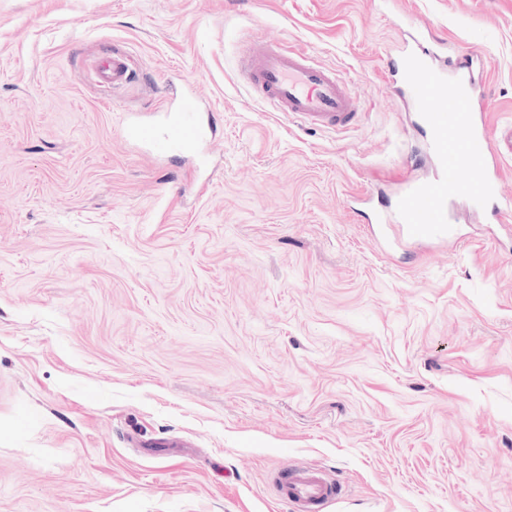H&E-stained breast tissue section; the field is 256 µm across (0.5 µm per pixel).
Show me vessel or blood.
<instances>
[{
  "instance_id": "b4317fda",
  "label": "vessel or blood",
  "mask_w": 512,
  "mask_h": 512,
  "mask_svg": "<svg viewBox=\"0 0 512 512\" xmlns=\"http://www.w3.org/2000/svg\"><path fill=\"white\" fill-rule=\"evenodd\" d=\"M433 55L431 48L423 46L407 56L406 93L421 112L439 170L430 182L408 184L393 218L408 240L454 242L458 235L448 223V199L464 197L478 207L491 195L493 180L487 173V161L494 135L483 117L472 110L473 84L464 78L452 83L447 80L448 71L462 76L469 72L470 59L455 58L439 68L431 62ZM243 65L253 85L292 120L311 127L342 129L356 118L348 79L335 68L313 61L306 50L257 39L250 42ZM96 76L103 91L116 89L130 77L129 61L113 54L98 63ZM204 112L202 103L187 93L170 105L165 121L128 116L124 132L160 157L192 151L214 129ZM458 166L479 172V180H457L454 169ZM275 485L296 512H324L342 493L332 479L298 463L281 468Z\"/></svg>"
}]
</instances>
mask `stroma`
<instances>
[{
	"label": "stroma",
	"instance_id": "1",
	"mask_svg": "<svg viewBox=\"0 0 512 512\" xmlns=\"http://www.w3.org/2000/svg\"><path fill=\"white\" fill-rule=\"evenodd\" d=\"M412 36L512 127V0H0V512H292L291 461L326 512H512V152L462 245L376 233L434 171ZM254 38L352 77L356 124L273 111ZM182 92L217 124L202 193L121 130ZM98 83L104 92H110L123 85L130 78V65L128 59L118 53H112L105 61L96 67ZM282 498L297 512H323L327 504L337 499L342 489L332 479L303 464H288L275 477Z\"/></svg>",
	"mask_w": 512,
	"mask_h": 512
}]
</instances>
